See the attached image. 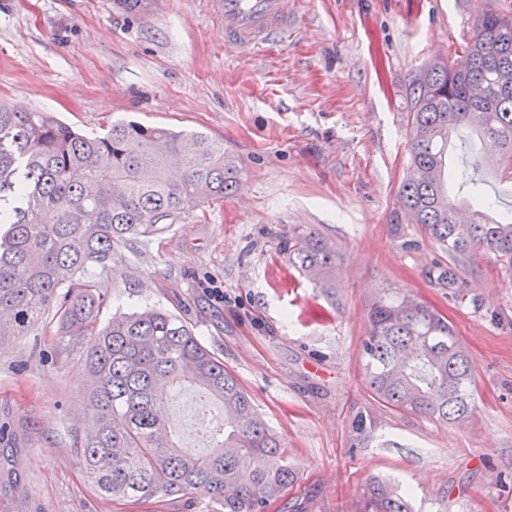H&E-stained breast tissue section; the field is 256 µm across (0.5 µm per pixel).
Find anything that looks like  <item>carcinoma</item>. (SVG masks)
Segmentation results:
<instances>
[{"label":"carcinoma","mask_w":512,"mask_h":512,"mask_svg":"<svg viewBox=\"0 0 512 512\" xmlns=\"http://www.w3.org/2000/svg\"><path fill=\"white\" fill-rule=\"evenodd\" d=\"M483 88L474 98L471 87ZM409 158L401 209L446 258L425 271L468 295L465 264L483 251L512 270V214L495 212L473 185L460 221L448 195V149L466 127L499 151L492 168L512 171V6L486 11L447 59L425 65L406 90ZM240 170L224 142L199 131L135 121L86 135L50 112L0 103V345L51 323L84 344L91 422L77 448L97 488L146 501L189 495L219 512H267L296 481L288 448L255 410L237 377L178 316L144 309L98 317L104 294L84 277L130 237L156 236L182 215L234 193ZM288 262L336 297V248L299 225L283 244ZM363 375L377 401L439 424L475 409L468 356L448 319L417 296L383 288L368 312ZM174 383L224 406V426L204 455L184 451L163 413ZM413 493L375 478L356 512H413Z\"/></svg>","instance_id":"cac0c4a2"}]
</instances>
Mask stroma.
<instances>
[{"label":"stroma","instance_id":"stroma-1","mask_svg":"<svg viewBox=\"0 0 512 512\" xmlns=\"http://www.w3.org/2000/svg\"><path fill=\"white\" fill-rule=\"evenodd\" d=\"M489 0H288L297 36L265 57L226 47L212 0H0V100L85 132L108 123L202 130L241 168L236 193L164 233L115 247L89 276L114 313L184 319L288 446L297 480L269 512H354L370 477L414 493L415 512H512V271L480 253L475 304L424 272L439 252L400 208L406 88L454 55ZM315 229L342 258L336 297L282 245ZM419 240L408 251L401 243ZM383 287L448 318L478 411L448 425L383 406L360 370L368 307ZM79 348L54 328L0 349V512H206L182 495L106 500L75 439L86 420ZM366 413L371 432L352 420Z\"/></svg>","mask_w":512,"mask_h":512}]
</instances>
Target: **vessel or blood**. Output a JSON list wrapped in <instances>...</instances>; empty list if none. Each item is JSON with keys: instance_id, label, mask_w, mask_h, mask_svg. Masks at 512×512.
Instances as JSON below:
<instances>
[{"instance_id": "obj_1", "label": "vessel or blood", "mask_w": 512, "mask_h": 512, "mask_svg": "<svg viewBox=\"0 0 512 512\" xmlns=\"http://www.w3.org/2000/svg\"><path fill=\"white\" fill-rule=\"evenodd\" d=\"M228 47L251 54L287 41L294 31L288 0H217Z\"/></svg>"}]
</instances>
